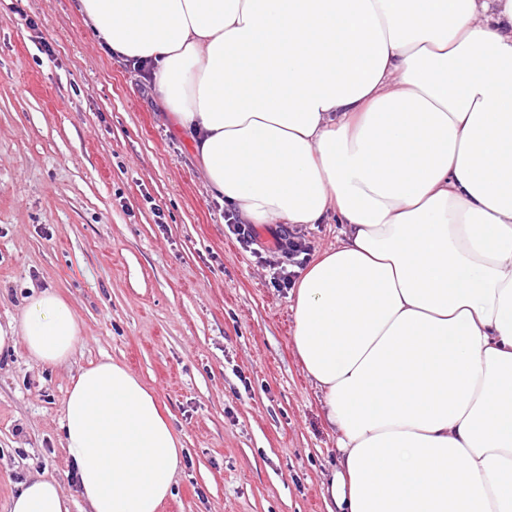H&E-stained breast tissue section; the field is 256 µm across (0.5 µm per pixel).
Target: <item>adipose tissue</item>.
<instances>
[{
    "instance_id": "ef3b65f1",
    "label": "adipose tissue",
    "mask_w": 512,
    "mask_h": 512,
    "mask_svg": "<svg viewBox=\"0 0 512 512\" xmlns=\"http://www.w3.org/2000/svg\"><path fill=\"white\" fill-rule=\"evenodd\" d=\"M151 69L210 193L319 224L293 341L336 434V512H512V0H80ZM60 295L0 328L59 365ZM60 428L89 512H159L183 448L123 365L84 369ZM10 512H70L57 480Z\"/></svg>"
}]
</instances>
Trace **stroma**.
Wrapping results in <instances>:
<instances>
[{
  "mask_svg": "<svg viewBox=\"0 0 512 512\" xmlns=\"http://www.w3.org/2000/svg\"><path fill=\"white\" fill-rule=\"evenodd\" d=\"M194 144L79 0H0V326L62 295L64 364L0 357V512L55 476L85 504L60 419L109 358L156 397L184 452L160 512H328L336 437L293 344V291L229 236Z\"/></svg>",
  "mask_w": 512,
  "mask_h": 512,
  "instance_id": "stroma-1",
  "label": "stroma"
}]
</instances>
